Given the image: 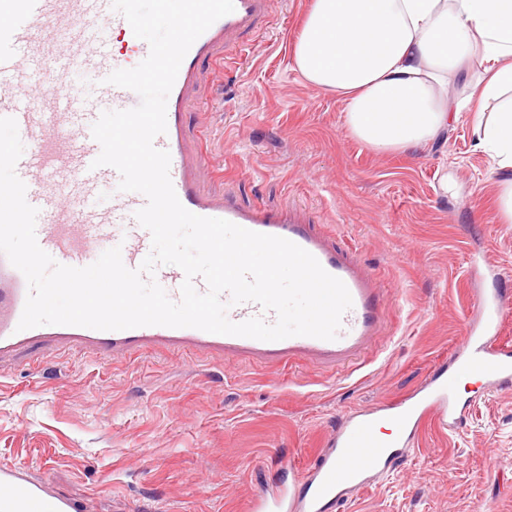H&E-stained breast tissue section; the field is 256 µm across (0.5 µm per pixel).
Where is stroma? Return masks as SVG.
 Segmentation results:
<instances>
[{
    "label": "stroma",
    "instance_id": "35a3bbf8",
    "mask_svg": "<svg viewBox=\"0 0 512 512\" xmlns=\"http://www.w3.org/2000/svg\"><path fill=\"white\" fill-rule=\"evenodd\" d=\"M309 6L276 0L233 60L219 49L201 65L184 135L207 156L203 193L297 208L371 270L389 310L378 353L340 373L189 351L19 359L0 377V463L47 477L89 512H248L254 494L302 473L345 414L403 397L447 362L474 277L512 291V224L498 218L469 121L422 150L362 146L343 102L293 69ZM459 397V434H425L401 470L373 478L343 512H512V390L470 384Z\"/></svg>",
    "mask_w": 512,
    "mask_h": 512
}]
</instances>
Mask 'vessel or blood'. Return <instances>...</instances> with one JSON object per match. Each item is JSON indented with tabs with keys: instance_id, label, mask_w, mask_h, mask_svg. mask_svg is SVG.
<instances>
[{
	"instance_id": "obj_1",
	"label": "vessel or blood",
	"mask_w": 512,
	"mask_h": 512,
	"mask_svg": "<svg viewBox=\"0 0 512 512\" xmlns=\"http://www.w3.org/2000/svg\"><path fill=\"white\" fill-rule=\"evenodd\" d=\"M232 13L211 25L184 57L166 105L167 129L154 139L171 157L169 174L182 205L190 212L222 218L253 232L282 237L312 254L347 287L352 307L338 336L323 340L292 336L279 341L209 333L197 328L142 326L103 331L81 326L42 325L19 330L28 295L24 275L0 253V370L33 347L74 349L101 359L145 350H190L201 357L252 360L269 367L302 360L338 369L367 359L386 332V300L375 276L331 235L304 224L295 210L270 212L236 203L232 197L202 194L193 180L195 158L188 155L181 117L188 91L197 80V63L217 45L233 46L244 33L266 23L271 0H234ZM149 53L112 0H0V117L14 118L24 152L16 165L26 199L38 210L39 246L58 263L93 264L113 247L138 268L152 248L151 234L135 218L147 199L119 191L120 175L109 166L94 167L101 147L91 128L106 110L128 109L135 93L106 84L114 70L135 67ZM156 281L179 301L181 269L163 265ZM507 296L473 289L472 320L465 324L460 352L446 372L434 374L408 396L379 408L348 415L308 460L301 477L276 494L258 493L250 512H335L348 495L388 469L405 462L425 428L448 435L461 432L467 415L458 404L457 377L463 373L503 388L512 384V347L499 343ZM227 317H252L272 323L274 312L247 302ZM398 426L394 445L377 432L379 422ZM0 512H86L83 501L55 495L48 481L30 480L22 469L0 465Z\"/></svg>"
}]
</instances>
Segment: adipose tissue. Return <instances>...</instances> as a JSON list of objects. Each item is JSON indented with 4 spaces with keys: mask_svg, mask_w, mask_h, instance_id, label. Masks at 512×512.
Here are the masks:
<instances>
[{
    "mask_svg": "<svg viewBox=\"0 0 512 512\" xmlns=\"http://www.w3.org/2000/svg\"><path fill=\"white\" fill-rule=\"evenodd\" d=\"M292 63L341 97L346 128L376 151L427 146L469 120L512 224V0H312Z\"/></svg>",
    "mask_w": 512,
    "mask_h": 512,
    "instance_id": "ef3b65f1",
    "label": "adipose tissue"
}]
</instances>
